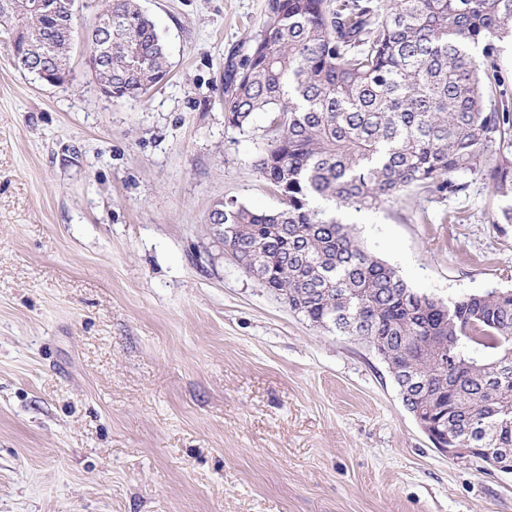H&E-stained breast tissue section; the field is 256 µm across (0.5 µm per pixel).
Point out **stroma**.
Masks as SVG:
<instances>
[{
    "instance_id": "1",
    "label": "stroma",
    "mask_w": 512,
    "mask_h": 512,
    "mask_svg": "<svg viewBox=\"0 0 512 512\" xmlns=\"http://www.w3.org/2000/svg\"><path fill=\"white\" fill-rule=\"evenodd\" d=\"M139 4L170 63L139 98L78 46L40 81L0 36V512H512V474L441 454L374 350L245 276L208 222L278 205L265 114L224 117L267 0ZM453 179L341 219L418 292L511 290L499 197Z\"/></svg>"
}]
</instances>
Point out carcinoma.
Wrapping results in <instances>:
<instances>
[{
  "instance_id": "carcinoma-1",
  "label": "carcinoma",
  "mask_w": 512,
  "mask_h": 512,
  "mask_svg": "<svg viewBox=\"0 0 512 512\" xmlns=\"http://www.w3.org/2000/svg\"><path fill=\"white\" fill-rule=\"evenodd\" d=\"M0 0L24 33L20 71L69 65L61 8ZM112 97L146 93L168 74L153 21L137 0H106ZM512 42V0H268L241 69H227L224 114L244 129L267 114L255 167L279 206L216 204L208 221L240 270L312 323L355 336L380 356L409 412L432 417L465 448H512V290L443 303L413 291L336 217L409 188L459 193L479 170L512 224V97L499 66ZM500 101L484 102L486 84Z\"/></svg>"
}]
</instances>
